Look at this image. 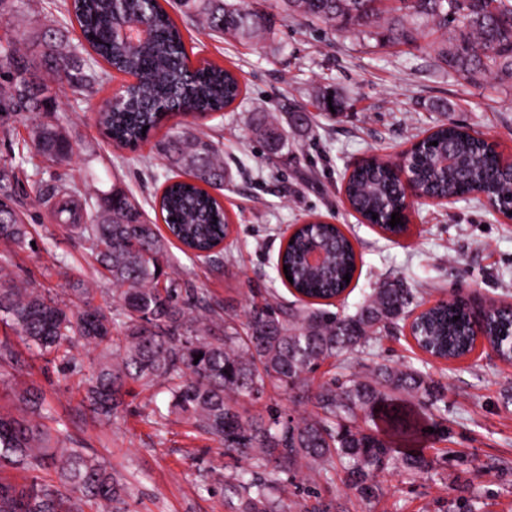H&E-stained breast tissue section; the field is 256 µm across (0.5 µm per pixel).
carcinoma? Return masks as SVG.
<instances>
[{
  "label": "carcinoma",
  "instance_id": "cac0c4a2",
  "mask_svg": "<svg viewBox=\"0 0 512 512\" xmlns=\"http://www.w3.org/2000/svg\"><path fill=\"white\" fill-rule=\"evenodd\" d=\"M185 15L208 29L241 42L274 33V15L256 0H179ZM283 18L302 15L362 38L384 27L388 42L415 45L421 39L436 60L458 78L478 86L490 80L512 83V0H277ZM64 10L76 18L86 44L113 71L141 77L121 91L110 111L99 115L112 140L136 146L177 108L200 114L220 111L242 96L235 74L216 63L192 64L181 31L160 0H72ZM148 23L149 37L135 44L112 35L117 21ZM34 51H26V46ZM56 22L24 31L0 43V104L13 116L36 117L52 111L48 79H66L75 96L85 95L109 77L78 49L65 50ZM253 132L271 149L285 145L278 126L258 120ZM438 145L433 146L431 142ZM162 152L179 177L164 187L158 207L169 233L183 252L220 263L217 246L230 236L231 223L218 197L224 185L223 150L205 134L187 129L167 134ZM453 154L457 164L435 168L438 156ZM21 162L38 176L47 163L61 164L73 153L72 142L57 125L36 122L18 150ZM425 192L462 198L471 186L491 177L496 160L478 135L456 124L434 133L409 157ZM42 203L59 224L83 240L98 273L112 283L117 301L94 303L93 284L71 275L63 260L56 265L67 279L65 297L50 288L21 286L0 264V322L41 355L68 357L73 339L93 351L86 399L99 419L109 423L130 394L129 385L165 386L166 420L174 415L198 433L213 438L225 453L248 467L232 476L228 491L238 512H287L281 498L285 478L304 472L329 480L342 468L348 487L362 499L375 496V478L388 468L415 474L430 461L393 448L378 431L354 424L358 414L397 392L421 406L435 405L444 386L409 367L376 366L358 371L351 365L322 383L312 396L314 411L301 418L270 410L250 416L243 403L260 401L268 388L294 391L328 359L364 353L369 341L399 330L412 303L409 289L383 283L372 289L358 310L332 312L315 307L348 288L357 254L345 232L334 224L302 225L278 256L277 271L306 302L277 299L252 305L240 320L203 292L188 289L167 272L168 239L147 223L139 206L119 189L89 195L76 184L58 180L43 186L32 181ZM20 194L15 167L0 166V243L12 250L31 246L30 225L17 207ZM350 207L381 231L402 233L386 215L403 203L394 173L373 159L360 161L347 187ZM494 205L512 208V174L497 173ZM377 218H372V214ZM321 248L323 265L306 257ZM289 273H284V270ZM293 281H287L286 275ZM458 320H453V317ZM470 307L461 298L440 300L419 317V336L427 351L446 359L470 354ZM220 330L223 336L215 335ZM485 339L503 360H512V306H491ZM202 358L195 359V355ZM16 412L0 409V471L29 473L23 482L0 477V512H122L124 488L104 462L72 443L66 431L35 423L52 419V408L31 388L16 396Z\"/></svg>",
  "mask_w": 512,
  "mask_h": 512
}]
</instances>
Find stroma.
Returning a JSON list of instances; mask_svg holds the SVG:
<instances>
[{"instance_id": "obj_1", "label": "stroma", "mask_w": 512, "mask_h": 512, "mask_svg": "<svg viewBox=\"0 0 512 512\" xmlns=\"http://www.w3.org/2000/svg\"><path fill=\"white\" fill-rule=\"evenodd\" d=\"M168 12L181 30L191 61L215 62L234 71L242 97L228 110L207 117H171L218 141L226 179L217 196L234 232L221 268L188 259L179 245L168 248L170 269L189 287L243 314L269 297L292 302L294 295L275 269L287 228L311 215L338 224L358 256L355 277L332 310L355 312L376 284L398 282L414 294L413 309L458 295L481 304L512 305V223L483 198L448 205L417 204L408 232L387 236L352 212L342 195L347 167L367 155L396 161L410 143L437 124L460 123L512 153V87H476L440 68L426 41L392 45L368 40L297 16L278 23L273 37L240 43L210 32L176 4ZM123 74L74 98L68 83L52 85L53 111L41 119L65 128L75 152L68 162L49 164L42 178H63L92 194L121 185L152 224L162 218L153 201L169 172L161 153L166 128L135 148L112 142L97 123L106 101L126 83ZM344 101L336 115L322 112L324 91ZM278 122L287 141L279 151L253 136L258 118ZM31 167L18 170L24 188L18 202L27 211L38 247L13 254L18 280L62 291L65 279L54 264L65 257L72 274L96 282L97 302L112 301V286L100 279L81 241L50 222L30 190ZM364 364L411 366L447 388L443 402L424 408L390 395L358 420L398 448L425 456L429 470L409 476L396 469L380 474L379 494L365 500L333 480L297 477L287 484L293 512H512V365L477 346L455 361H434L408 331L376 336ZM17 360L0 382V408L10 409L16 390L41 389L60 428L86 453L109 464L126 483L125 512H231L225 483L241 463L209 436L176 418L157 427L166 409L165 389L135 388L112 423L100 422L84 399V375L92 357L74 344L71 365L33 355L16 343Z\"/></svg>"}]
</instances>
